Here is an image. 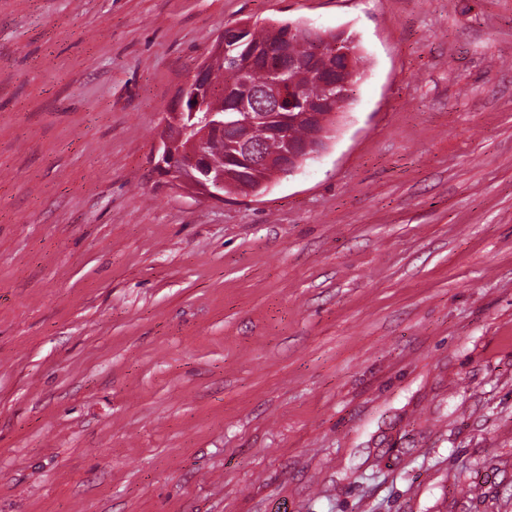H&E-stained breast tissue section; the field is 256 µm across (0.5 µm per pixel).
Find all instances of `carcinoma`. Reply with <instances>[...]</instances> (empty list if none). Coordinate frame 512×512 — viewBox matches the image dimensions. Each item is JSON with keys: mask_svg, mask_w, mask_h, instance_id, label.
<instances>
[{"mask_svg": "<svg viewBox=\"0 0 512 512\" xmlns=\"http://www.w3.org/2000/svg\"><path fill=\"white\" fill-rule=\"evenodd\" d=\"M289 24L253 25L242 40H229L224 54L214 59L208 70L210 99L198 108L200 112H222L224 122H241L245 116L234 110L236 99L248 92L256 108L264 113L272 124L288 130V137L302 142L307 128L301 123L288 121V114L301 109V101L326 93L320 83V74L336 66V56L319 55L316 46L302 33L288 45V56L280 55V40L288 31ZM281 81L292 88L289 93V109L277 110L273 106L271 85ZM251 139L262 146L268 155L279 153L284 142L263 134L262 129L250 130Z\"/></svg>", "mask_w": 512, "mask_h": 512, "instance_id": "carcinoma-1", "label": "carcinoma"}]
</instances>
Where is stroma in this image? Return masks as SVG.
Masks as SVG:
<instances>
[{
	"mask_svg": "<svg viewBox=\"0 0 512 512\" xmlns=\"http://www.w3.org/2000/svg\"><path fill=\"white\" fill-rule=\"evenodd\" d=\"M274 21L359 43L329 149L169 188ZM0 512H512V0H0Z\"/></svg>",
	"mask_w": 512,
	"mask_h": 512,
	"instance_id": "obj_1",
	"label": "stroma"
}]
</instances>
